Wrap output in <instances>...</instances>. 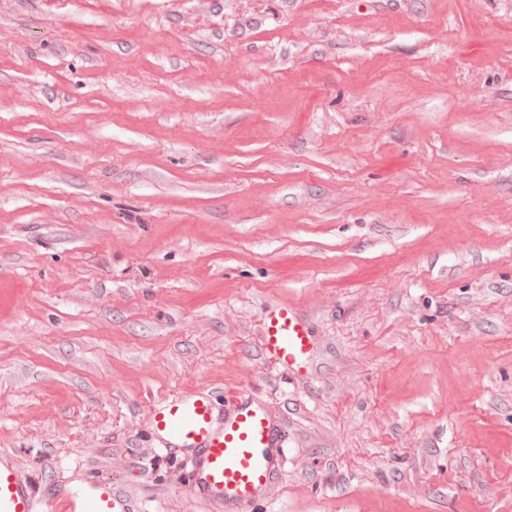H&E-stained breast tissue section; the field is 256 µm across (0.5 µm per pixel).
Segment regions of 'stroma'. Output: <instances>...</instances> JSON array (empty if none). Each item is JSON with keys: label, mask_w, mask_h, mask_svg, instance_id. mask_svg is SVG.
Segmentation results:
<instances>
[{"label": "stroma", "mask_w": 512, "mask_h": 512, "mask_svg": "<svg viewBox=\"0 0 512 512\" xmlns=\"http://www.w3.org/2000/svg\"><path fill=\"white\" fill-rule=\"evenodd\" d=\"M191 391L281 431L250 512H512V0H0V453L212 512ZM262 326V349L283 372L290 374L310 367L313 333L297 308L284 305L266 307Z\"/></svg>", "instance_id": "obj_1"}]
</instances>
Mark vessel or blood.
Wrapping results in <instances>:
<instances>
[{"mask_svg": "<svg viewBox=\"0 0 512 512\" xmlns=\"http://www.w3.org/2000/svg\"><path fill=\"white\" fill-rule=\"evenodd\" d=\"M264 353L285 373L309 368L313 333L291 306L265 308ZM161 451H187L192 492L214 512H249L281 462L283 443L266 412L245 394L230 409L218 410L206 393H177L153 407ZM38 490L7 454L0 453V512H37ZM59 512H130L128 500L111 482L93 477L80 500H67Z\"/></svg>", "mask_w": 512, "mask_h": 512, "instance_id": "b4317fda", "label": "vessel or blood"}]
</instances>
